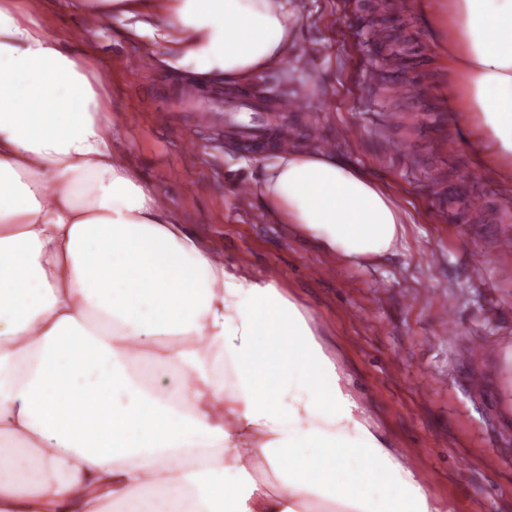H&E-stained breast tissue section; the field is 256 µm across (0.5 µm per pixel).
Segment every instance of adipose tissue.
<instances>
[{"label":"adipose tissue","instance_id":"adipose-tissue-1","mask_svg":"<svg viewBox=\"0 0 512 512\" xmlns=\"http://www.w3.org/2000/svg\"><path fill=\"white\" fill-rule=\"evenodd\" d=\"M167 67L228 88L295 50L292 0H105ZM486 167L512 175V0H443ZM99 63L0 0V512H442L271 279L225 263L119 158ZM268 211L340 263L404 209L325 150L267 160Z\"/></svg>","mask_w":512,"mask_h":512}]
</instances>
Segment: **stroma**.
Returning a JSON list of instances; mask_svg holds the SVG:
<instances>
[{"mask_svg":"<svg viewBox=\"0 0 512 512\" xmlns=\"http://www.w3.org/2000/svg\"><path fill=\"white\" fill-rule=\"evenodd\" d=\"M300 52L247 90L289 93L303 112L282 120L307 149L334 147L397 193L410 216L398 255L363 268L309 271L322 255L289 225L271 223L251 184L276 146L257 152L195 124L181 143L159 128L160 105L191 76L150 62L146 41L122 38L104 16L87 26L65 0H39L46 34L83 33L97 56L112 125L132 166L225 260L275 278L300 299L369 422L451 512H512V358L479 391L468 377L486 358L474 345L512 336V278L498 274L512 242V183L489 174L448 85V45L437 42L430 0L383 19L371 0H299ZM377 76L362 83L367 64ZM316 124L318 138L307 135ZM350 129L338 137V128ZM454 318L442 323L443 309Z\"/></svg>","mask_w":512,"mask_h":512,"instance_id":"35a3bbf8","label":"stroma"}]
</instances>
